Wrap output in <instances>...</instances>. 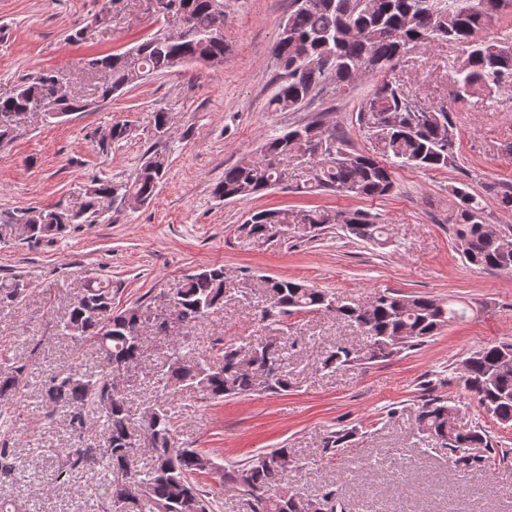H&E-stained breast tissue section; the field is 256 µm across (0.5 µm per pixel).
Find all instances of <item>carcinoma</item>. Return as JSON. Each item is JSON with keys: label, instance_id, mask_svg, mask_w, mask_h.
I'll return each instance as SVG.
<instances>
[{"label": "carcinoma", "instance_id": "carcinoma-1", "mask_svg": "<svg viewBox=\"0 0 512 512\" xmlns=\"http://www.w3.org/2000/svg\"><path fill=\"white\" fill-rule=\"evenodd\" d=\"M173 13L186 16L188 25L171 38L163 30L121 54L84 58L92 73L102 72L109 80L100 87L101 97L137 86L146 77L163 74L177 66L209 60L224 63V0H163ZM512 0H291L288 18L281 27L274 52L281 71L276 91L269 101L275 111L299 110L308 101L333 86L341 95L359 75L375 80L374 88L361 103L360 126L376 142L378 155L353 153L346 141L321 122H309L270 136L260 153L273 158L304 156L310 164L313 187L344 193L355 198L381 199L395 187L392 166L420 170L446 169L455 163L456 133L448 109L409 96L400 84L387 78L405 45L453 42L461 55L450 80L459 98L512 82V43L489 32V25ZM56 75L45 73L23 84L18 91L0 99V115L19 114L42 104L64 113L83 112L82 101L56 97ZM169 112L150 113L149 132L154 144L163 145L169 131ZM168 155L152 150L143 159L130 182L94 180L77 211L31 210L0 212L1 224L29 225L28 239L52 240L64 235L73 224H92L104 201L121 204L129 195L141 204L150 202L166 175ZM285 171L269 163L243 160L224 169V179L215 194L224 199L259 195L284 181ZM453 197L451 223L456 226L458 249L467 263L483 269L512 272V247L503 250L492 237L493 224L469 185L450 187ZM311 225L336 224L348 235L376 245L387 243V228L378 218L361 209L303 211ZM279 224V211L262 209L250 214L239 226L248 237H272ZM257 285L266 305L255 314L258 325L274 327L301 312H325L346 323L363 338L354 349L336 343L326 351L321 368L362 365L391 359L423 345L445 326L468 317L469 307L456 300L423 295H405L386 289L370 308L341 302L335 294L302 283L268 276ZM27 283L17 277L0 282V308L19 302ZM112 281L96 276L86 282L82 294L69 303L58 321L59 335L77 344L95 347L99 364L80 372L62 367L47 382L46 401L67 409L73 434L83 437L88 430L87 411L107 433L102 448H70L57 479L64 484L70 475L97 466L109 477L108 505L102 512H214L213 493L203 489L199 476L222 473L221 488L245 497L250 512H336L333 491L319 498L304 497L287 488L284 464L291 461L286 448L253 455L227 468L219 466L206 452L178 443L168 403L157 401L135 418L125 394L111 387L113 370L141 367L143 336L154 330V314L165 301L182 328L202 322L224 303V267L208 266L187 276L175 293L161 292L149 302L114 308ZM186 344L177 342L160 370L152 377L156 392L165 396L174 381L204 399L220 402L227 397L250 396L256 380L265 377L266 366L274 369L267 391L286 392L290 377L282 349L275 341L256 346L253 368L238 369L240 344L221 345V365L213 368L189 357ZM511 341L491 342L473 348L458 376L465 394L484 413L503 426H512ZM26 364L0 358V400L20 392ZM460 408L448 400L432 398L418 407V429L442 448H481L482 455H465L453 460L460 474L485 470L499 449L493 447L481 425H456ZM149 437L146 453L150 462L139 464L132 440L135 427ZM354 431L336 430L324 438V450L348 447ZM18 465L9 442L0 440V480L14 478Z\"/></svg>", "mask_w": 512, "mask_h": 512}]
</instances>
